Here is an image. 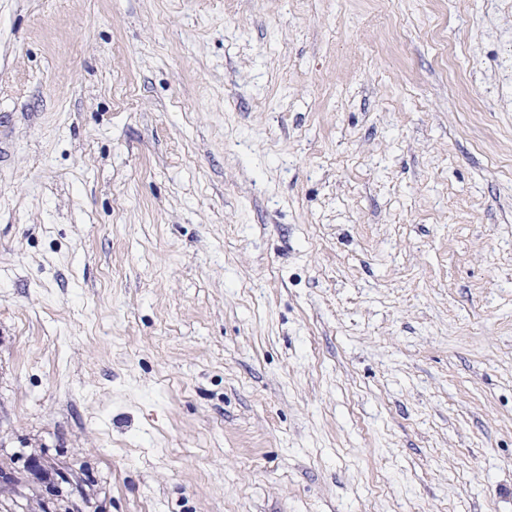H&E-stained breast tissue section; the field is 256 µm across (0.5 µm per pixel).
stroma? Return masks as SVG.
<instances>
[{"mask_svg":"<svg viewBox=\"0 0 512 512\" xmlns=\"http://www.w3.org/2000/svg\"><path fill=\"white\" fill-rule=\"evenodd\" d=\"M0 512H512V0H0Z\"/></svg>","mask_w":512,"mask_h":512,"instance_id":"stroma-1","label":"stroma"}]
</instances>
